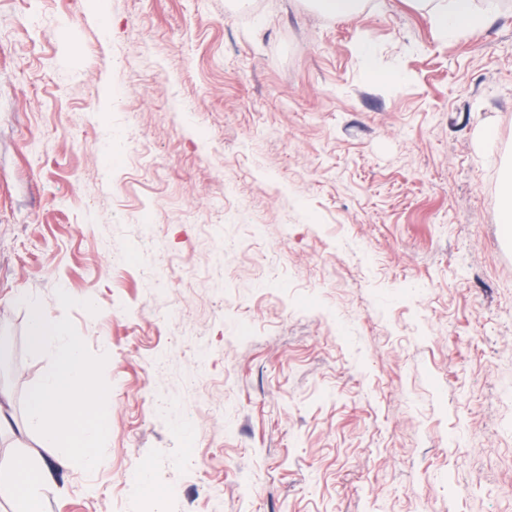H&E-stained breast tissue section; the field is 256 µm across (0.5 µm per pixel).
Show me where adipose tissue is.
<instances>
[{
    "mask_svg": "<svg viewBox=\"0 0 512 512\" xmlns=\"http://www.w3.org/2000/svg\"><path fill=\"white\" fill-rule=\"evenodd\" d=\"M402 2L414 11L430 10L437 29L446 34L456 33L476 19L473 0ZM14 300L30 312V344L37 349H54L56 364L31 392L23 423L15 421L12 391L0 385V434L21 429L23 434L36 438L41 447L52 449L53 455L41 460L17 458L7 475L5 488L13 512H45L44 490L55 486L59 475L73 461H80L87 468L97 466V444L104 434V422L97 411L93 367L81 346L66 335L46 308L26 290H18Z\"/></svg>",
    "mask_w": 512,
    "mask_h": 512,
    "instance_id": "ef3b65f1",
    "label": "adipose tissue"
}]
</instances>
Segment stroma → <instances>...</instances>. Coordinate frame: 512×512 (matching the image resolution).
<instances>
[{
  "label": "stroma",
  "mask_w": 512,
  "mask_h": 512,
  "mask_svg": "<svg viewBox=\"0 0 512 512\" xmlns=\"http://www.w3.org/2000/svg\"><path fill=\"white\" fill-rule=\"evenodd\" d=\"M474 3L0 0V384L21 419L54 366L22 288L108 423L47 512H512V7ZM317 8L324 15L336 18H351L360 11L359 0H317ZM409 9L414 11H423L429 7L432 2H436L431 10V16L434 18L436 27L443 33L454 34L461 28L471 25L477 15L473 10V0H401Z\"/></svg>",
  "instance_id": "35a3bbf8"
}]
</instances>
